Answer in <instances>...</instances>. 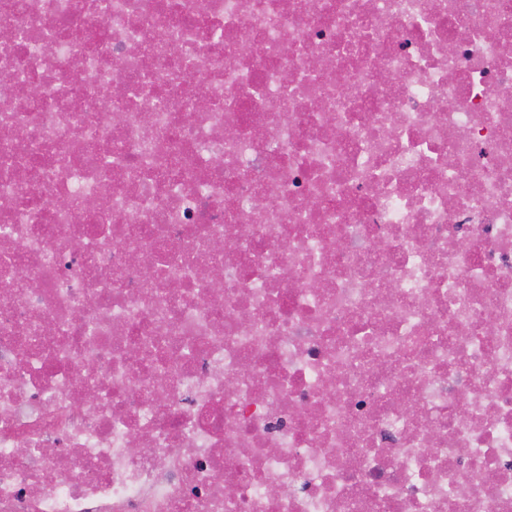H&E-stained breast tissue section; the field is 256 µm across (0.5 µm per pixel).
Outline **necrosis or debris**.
Masks as SVG:
<instances>
[{
  "instance_id": "1",
  "label": "necrosis or debris",
  "mask_w": 512,
  "mask_h": 512,
  "mask_svg": "<svg viewBox=\"0 0 512 512\" xmlns=\"http://www.w3.org/2000/svg\"><path fill=\"white\" fill-rule=\"evenodd\" d=\"M506 45L512 0H0V512H512Z\"/></svg>"
}]
</instances>
